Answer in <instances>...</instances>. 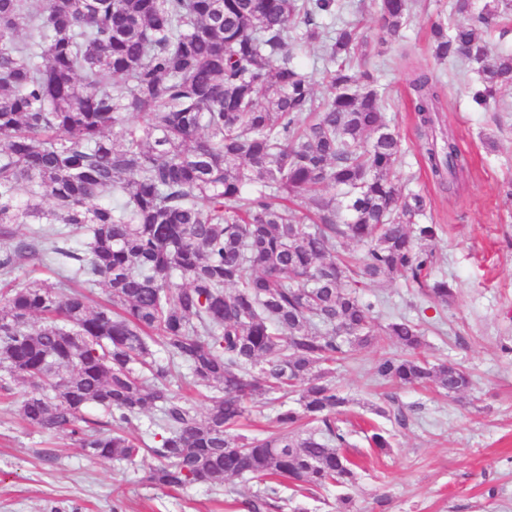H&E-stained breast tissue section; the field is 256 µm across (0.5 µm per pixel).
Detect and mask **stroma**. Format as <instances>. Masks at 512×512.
<instances>
[{"label":"stroma","mask_w":512,"mask_h":512,"mask_svg":"<svg viewBox=\"0 0 512 512\" xmlns=\"http://www.w3.org/2000/svg\"><path fill=\"white\" fill-rule=\"evenodd\" d=\"M447 15V0H412L401 40L375 45L367 66L380 77L383 110L401 136L396 174L405 190L425 197L427 222L442 227L432 276L447 279L454 298L434 303L398 275L366 283L363 293L377 301L381 317L419 323L428 359L463 365L472 384L457 399L432 388H396L376 380L373 366L400 354V346L388 340L357 349L335 373L349 400L341 426L358 464L356 481L302 491L280 483L284 512H338L345 495L350 512H512V89L501 91V109L472 108L473 73L438 64L428 51L431 22ZM417 68L442 85L440 124L469 160L451 189L424 163L409 88ZM9 386L10 396H0V512H234L264 488L237 477L217 490L204 483L159 488L147 479L151 456L130 468L89 457L68 437L25 427L18 404L29 386ZM391 392L409 410L407 427L388 426L374 411ZM372 424L389 428L386 452L369 446L364 430Z\"/></svg>","instance_id":"stroma-1"}]
</instances>
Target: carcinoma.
I'll use <instances>...</instances> for the list:
<instances>
[{
	"label": "carcinoma",
	"instance_id": "cac0c4a2",
	"mask_svg": "<svg viewBox=\"0 0 512 512\" xmlns=\"http://www.w3.org/2000/svg\"><path fill=\"white\" fill-rule=\"evenodd\" d=\"M375 2L398 39L409 0ZM349 13L350 0H0V372L31 386L24 422L96 459L148 452L163 489L245 476L346 488L357 464L333 366L388 337L409 355L380 358L377 379L468 389L463 369L418 354L419 325L379 321L359 293L397 274L444 305L453 290L426 284L438 227L399 184L401 140L378 79L353 71L371 41ZM511 18L512 0H449L430 27L433 59L475 73L477 110L512 86V52L487 39ZM314 44L321 98L297 60ZM410 87L428 169L454 180L467 159L436 136L439 87L418 68ZM339 240L362 246L355 263L331 255ZM21 257L56 281L15 283ZM182 367L215 392L203 414L173 389ZM265 387L299 392V409L239 433ZM147 409L156 430L132 435ZM376 413L409 421L392 395ZM274 493L241 507L267 512Z\"/></svg>",
	"mask_w": 512,
	"mask_h": 512
}]
</instances>
